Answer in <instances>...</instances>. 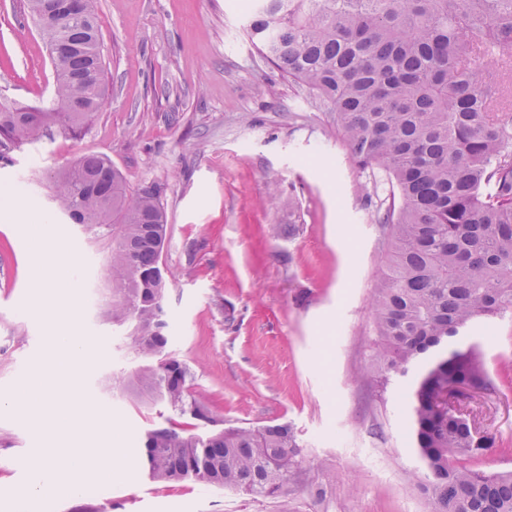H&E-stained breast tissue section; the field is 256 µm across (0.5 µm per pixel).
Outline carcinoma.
I'll list each match as a JSON object with an SVG mask.
<instances>
[{"label":"carcinoma","mask_w":512,"mask_h":512,"mask_svg":"<svg viewBox=\"0 0 512 512\" xmlns=\"http://www.w3.org/2000/svg\"><path fill=\"white\" fill-rule=\"evenodd\" d=\"M246 35L261 57L319 97L356 166L382 167L391 200L385 263L372 299L376 342L365 377L388 384L416 371L410 424L421 461L408 474L431 512H512V473L460 463L494 440L476 436L448 392L497 387L472 347L451 339L475 321L512 309V0H244ZM59 54L55 100L43 112L0 99V160L51 128L74 135L99 111L103 63L95 0L89 20L66 0H27ZM53 200L74 223L112 241V319L134 323L131 344L156 360L141 390L172 413L147 433L149 476L286 499L302 470L286 425L201 435L184 420L217 418L166 352L162 319L168 236L162 188L130 190L111 161L84 155L55 180Z\"/></svg>","instance_id":"cac0c4a2"}]
</instances>
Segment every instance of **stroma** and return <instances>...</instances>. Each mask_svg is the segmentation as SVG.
Masks as SVG:
<instances>
[{
    "mask_svg": "<svg viewBox=\"0 0 512 512\" xmlns=\"http://www.w3.org/2000/svg\"><path fill=\"white\" fill-rule=\"evenodd\" d=\"M240 0H97L103 104L78 138L54 136L0 160V189L21 204L0 218V512H428L406 479L419 464L400 382L363 375L374 342L371 299L386 260L382 170H360L307 87L263 60L247 39ZM24 0H0V98L53 103L55 65ZM83 154L108 157L130 188L163 189L170 285L167 350L192 371L223 427L288 425L303 475L287 501L147 474L143 442L167 426L164 404L134 385L142 365L132 323L112 320V244L62 218L53 178ZM75 262L64 299L76 320L36 318L30 220ZM95 345L80 388L116 425L130 482L75 496H21L22 461L51 442L15 411L12 395L54 331ZM478 345L496 396L466 410L496 438L478 458L512 470V313L457 337Z\"/></svg>",
    "mask_w": 512,
    "mask_h": 512,
    "instance_id": "35a3bbf8",
    "label": "stroma"
}]
</instances>
